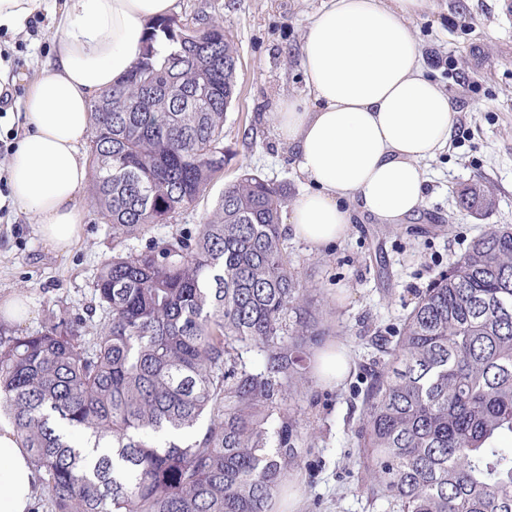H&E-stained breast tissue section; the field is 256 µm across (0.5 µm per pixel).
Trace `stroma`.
<instances>
[{
  "instance_id": "35a3bbf8",
  "label": "stroma",
  "mask_w": 512,
  "mask_h": 512,
  "mask_svg": "<svg viewBox=\"0 0 512 512\" xmlns=\"http://www.w3.org/2000/svg\"><path fill=\"white\" fill-rule=\"evenodd\" d=\"M323 0H178V16L219 19L238 47V95L224 123V174L179 223L158 224L129 246L146 239L170 240L194 227L214 209L224 187L246 172L279 186L286 200L307 184L293 150L278 135L273 115L287 99L305 100L299 46L308 17ZM38 36L0 29V48L9 52L0 71L10 83L28 85L46 59L50 15L41 11ZM424 51L442 57L431 75L450 96L459 86L449 60L477 52L468 108L458 115L448 150L427 164L424 205L397 226L356 220L348 237L321 251L287 238L288 255L322 291L328 332L325 345L344 343L353 367L340 388L326 386L307 361V397L296 402L312 438L300 449L301 466L289 473L300 495L298 512H385L355 488L353 461L358 455L351 427L361 408L357 391L364 370L378 357V338H393L419 290L445 272L480 234L485 223L512 224V0H433L414 22ZM474 179L495 186L499 200L489 219L463 211L456 192ZM84 232L69 253L60 254L40 240L32 219L0 201V299L12 293L28 298L31 314L16 331L42 330L49 312L64 303L85 311L100 264L112 254V227L103 223L90 196Z\"/></svg>"
}]
</instances>
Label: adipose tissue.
I'll return each instance as SVG.
<instances>
[{"mask_svg":"<svg viewBox=\"0 0 512 512\" xmlns=\"http://www.w3.org/2000/svg\"><path fill=\"white\" fill-rule=\"evenodd\" d=\"M429 2L325 0L305 27L312 103L284 102L275 125L309 184L289 206L288 231L313 250L347 237L353 212L397 225L424 203L426 164L447 151L458 120L413 34ZM177 10V0H62L53 10L49 59L21 101L26 132L7 172L13 207L55 251L83 232L90 172L80 149L94 100L124 80L150 25ZM28 460L0 427V512H31L40 482Z\"/></svg>","mask_w":512,"mask_h":512,"instance_id":"ef3b65f1","label":"adipose tissue"}]
</instances>
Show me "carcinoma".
<instances>
[{
	"mask_svg": "<svg viewBox=\"0 0 512 512\" xmlns=\"http://www.w3.org/2000/svg\"><path fill=\"white\" fill-rule=\"evenodd\" d=\"M180 22L153 26L92 105L90 194L116 238L93 281L98 323L61 305L36 334L0 324V414L47 512H271L309 436L287 401L325 329L279 187L245 173L194 229L120 247L194 207L226 163L238 50L195 17L203 56ZM459 203L498 206L477 181ZM384 353L352 429L357 489L387 512H512L511 224L485 225Z\"/></svg>",
	"mask_w": 512,
	"mask_h": 512,
	"instance_id": "carcinoma-1",
	"label": "carcinoma"
}]
</instances>
